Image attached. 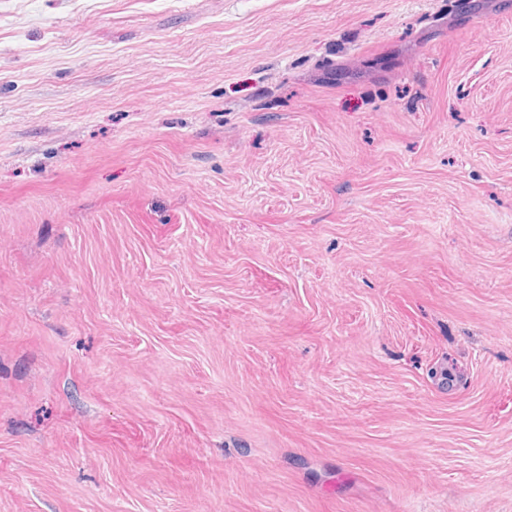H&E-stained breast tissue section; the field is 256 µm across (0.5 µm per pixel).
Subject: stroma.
I'll return each instance as SVG.
<instances>
[{
    "mask_svg": "<svg viewBox=\"0 0 512 512\" xmlns=\"http://www.w3.org/2000/svg\"><path fill=\"white\" fill-rule=\"evenodd\" d=\"M0 512H512V0H0Z\"/></svg>",
    "mask_w": 512,
    "mask_h": 512,
    "instance_id": "1",
    "label": "stroma"
}]
</instances>
